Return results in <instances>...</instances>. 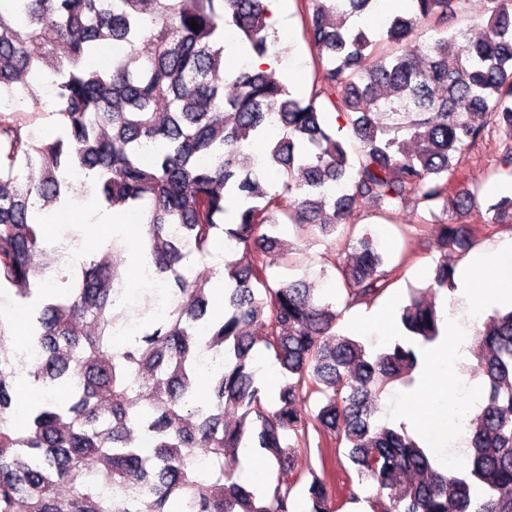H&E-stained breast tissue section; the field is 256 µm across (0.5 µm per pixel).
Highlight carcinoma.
Segmentation results:
<instances>
[{"mask_svg":"<svg viewBox=\"0 0 512 512\" xmlns=\"http://www.w3.org/2000/svg\"><path fill=\"white\" fill-rule=\"evenodd\" d=\"M296 2L313 64L307 96L274 69L224 73L225 34L259 57L276 46L264 0H0V87L49 57L62 74L55 137L27 144L44 116L34 92L0 110V287L22 284L27 300L44 286L38 257L50 244L33 215L67 204L68 174L82 171L92 178L85 194L140 216L142 250L168 302L167 315L114 354L119 269L93 256L57 270L60 292L30 322L48 394L24 432L10 424L13 384L0 367V512H142L143 501L149 512L173 501L184 512H292L293 486L256 490L224 471L242 448L296 472L310 512L360 500L371 512H512V305L477 330L483 404L470 419L468 468L449 476L405 428L377 416L381 385L410 376L420 345L439 336L436 304L411 298L399 315L404 336L373 354L336 331V299L274 275L289 252L272 234L295 224L324 239L352 236L351 252L325 261L345 307L371 306L400 265L370 233L354 236L365 204L388 222L408 197L430 210L475 209L477 192L461 186L464 161L495 131L507 134L499 149L512 174V0H484L478 39L446 27L465 0H409L379 35L349 24L377 0ZM139 41L151 45L147 62ZM104 42L111 69L88 68ZM226 84L236 93L224 96ZM326 108L352 138L328 124ZM273 125L281 137L261 168L242 164ZM271 172L282 175L274 191ZM486 214L511 225L512 196ZM218 235L235 256L224 260V316L213 320L217 270L187 261L209 255ZM475 236L444 224L440 247L466 250ZM426 290H455L454 267L437 262ZM261 349L284 369L272 396ZM211 354L223 363L200 405L197 369ZM313 396L307 419L300 404ZM200 438L205 469L193 453ZM342 456L352 473L338 483L328 461ZM368 480L374 492L362 497L356 484Z\"/></svg>","mask_w":512,"mask_h":512,"instance_id":"obj_1","label":"carcinoma"}]
</instances>
